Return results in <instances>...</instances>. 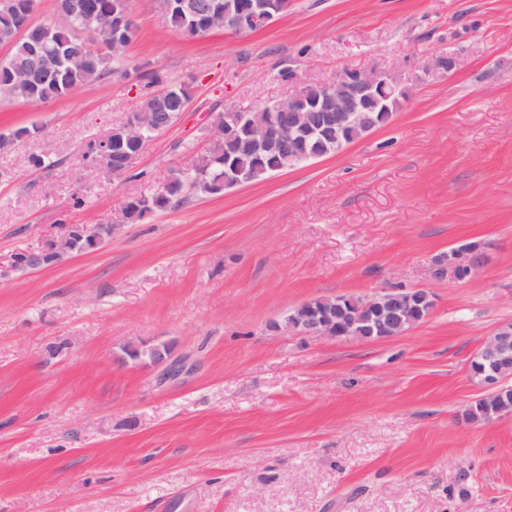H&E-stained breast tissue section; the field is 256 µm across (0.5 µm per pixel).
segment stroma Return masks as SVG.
Instances as JSON below:
<instances>
[{"label": "stroma", "instance_id": "1", "mask_svg": "<svg viewBox=\"0 0 512 512\" xmlns=\"http://www.w3.org/2000/svg\"><path fill=\"white\" fill-rule=\"evenodd\" d=\"M123 76L47 102L0 100V512H512V415L464 425L475 349L512 322V0H291L260 29L193 38L153 0ZM457 60L444 75L431 55ZM346 67L395 72L391 119L340 151L127 222L131 198L191 168L216 113ZM187 112L121 176L88 143L135 110L144 74ZM49 154L51 167H31ZM66 224L111 239L31 274L20 250ZM479 241L468 280L427 267ZM423 288L402 335L282 329L319 296ZM171 342L162 382L122 362Z\"/></svg>", "mask_w": 512, "mask_h": 512}]
</instances>
